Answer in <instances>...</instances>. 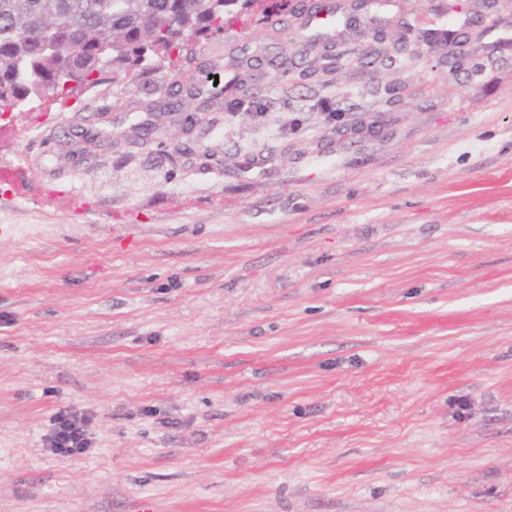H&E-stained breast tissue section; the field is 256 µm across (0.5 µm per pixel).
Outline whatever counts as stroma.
Segmentation results:
<instances>
[{"label": "stroma", "mask_w": 512, "mask_h": 512, "mask_svg": "<svg viewBox=\"0 0 512 512\" xmlns=\"http://www.w3.org/2000/svg\"><path fill=\"white\" fill-rule=\"evenodd\" d=\"M310 2L0 114V512H512V0L453 73ZM46 441L50 451L61 457L84 454L91 447L88 416L76 411L60 410L52 417Z\"/></svg>", "instance_id": "1"}]
</instances>
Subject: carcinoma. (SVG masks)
Returning <instances> with one entry per match:
<instances>
[{"label":"carcinoma","instance_id":"1","mask_svg":"<svg viewBox=\"0 0 512 512\" xmlns=\"http://www.w3.org/2000/svg\"><path fill=\"white\" fill-rule=\"evenodd\" d=\"M256 0H0V97L29 103L78 75L96 85L153 71L157 58L224 30ZM156 107L180 112L177 84Z\"/></svg>","mask_w":512,"mask_h":512}]
</instances>
